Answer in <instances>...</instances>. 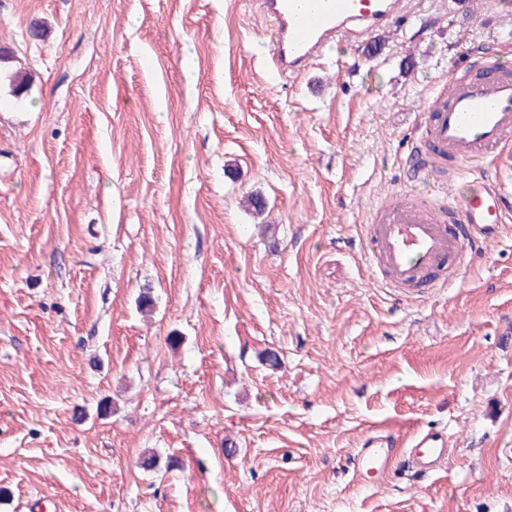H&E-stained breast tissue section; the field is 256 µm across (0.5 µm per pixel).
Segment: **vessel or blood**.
<instances>
[{
    "label": "vessel or blood",
    "instance_id": "vessel-or-blood-1",
    "mask_svg": "<svg viewBox=\"0 0 512 512\" xmlns=\"http://www.w3.org/2000/svg\"><path fill=\"white\" fill-rule=\"evenodd\" d=\"M270 25L268 58L279 76L303 74L312 61L342 40L373 35L406 16V0H255ZM417 127L422 142L447 154L454 168L438 180L439 189L464 183L467 191L454 202L456 223L469 227L471 239L451 233L442 212L428 199L378 207L371 226L369 257L384 266L386 287L427 284V274L460 253L464 245L482 248L497 239L503 218L512 213V193L489 181L482 165L493 154H512V76L491 71L482 80L452 74L426 107ZM448 431L439 426L419 429L403 438L375 426L350 456L357 479L373 485L395 466L423 479L448 454Z\"/></svg>",
    "mask_w": 512,
    "mask_h": 512
}]
</instances>
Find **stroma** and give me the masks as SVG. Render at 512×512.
<instances>
[{
  "label": "stroma",
  "instance_id": "obj_1",
  "mask_svg": "<svg viewBox=\"0 0 512 512\" xmlns=\"http://www.w3.org/2000/svg\"><path fill=\"white\" fill-rule=\"evenodd\" d=\"M408 11L281 78L254 0H0V512H512V225L441 290L366 256L512 0ZM427 425L435 474L353 479ZM448 443V430L439 426L421 428L407 438L374 426L354 448L350 464L356 478L366 484H379L398 463L422 480L448 456Z\"/></svg>",
  "mask_w": 512,
  "mask_h": 512
}]
</instances>
